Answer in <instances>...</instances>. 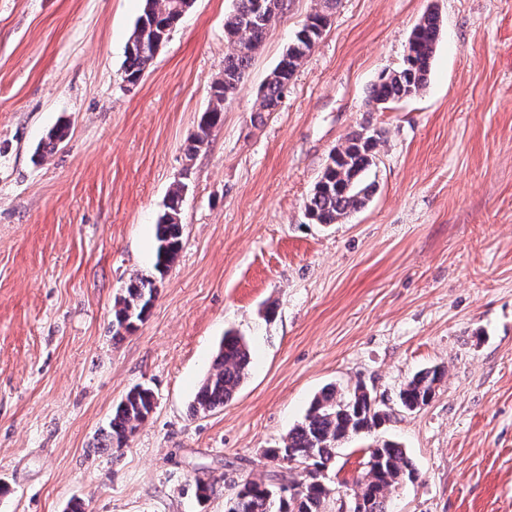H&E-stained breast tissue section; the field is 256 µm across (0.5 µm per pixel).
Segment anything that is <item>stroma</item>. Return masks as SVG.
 Listing matches in <instances>:
<instances>
[{"mask_svg":"<svg viewBox=\"0 0 512 512\" xmlns=\"http://www.w3.org/2000/svg\"><path fill=\"white\" fill-rule=\"evenodd\" d=\"M143 5L0 0V512H63L74 497L88 512H225L234 482L287 476L263 452L315 394L359 383L393 416L340 445L337 489L377 438L416 471L391 512H512V0H338L277 111L259 114L260 87L317 6L288 0L193 155L234 0H194L127 87ZM429 9L441 33L426 89L368 110ZM59 123L68 138L34 162ZM363 125L383 138L374 193L345 222L311 223L305 201ZM176 181L179 258L146 320L113 339L112 304L150 271ZM230 329L251 373L224 408L193 414ZM437 364L433 398L397 406ZM138 384L154 411L124 448L102 450ZM445 375L441 365L423 368L410 377L398 392V401L401 408L413 411L426 405L435 389Z\"/></svg>","mask_w":512,"mask_h":512,"instance_id":"35a3bbf8","label":"stroma"}]
</instances>
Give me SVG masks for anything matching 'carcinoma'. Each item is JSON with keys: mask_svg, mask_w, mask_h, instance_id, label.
I'll use <instances>...</instances> for the list:
<instances>
[{"mask_svg": "<svg viewBox=\"0 0 512 512\" xmlns=\"http://www.w3.org/2000/svg\"><path fill=\"white\" fill-rule=\"evenodd\" d=\"M259 0H236L235 9L224 21L227 32L222 80L211 86V103L200 117L198 132L188 148L196 152L211 130L223 118L224 102L237 91L251 61V53L262 42L267 30L279 21L282 13L278 3L262 11ZM193 0H145L126 49L123 75L136 83L152 65L160 46ZM337 0H320V7L308 15L311 27H303L288 46L270 74L258 97L256 111L277 110L288 83L322 33L315 31L321 22H329ZM441 31L440 17L427 10L414 26L409 39L410 54L403 64L381 74L369 88L368 105L380 102L389 105L419 96L426 88ZM68 135L65 125L51 129L34 152L41 161L54 152ZM381 136L365 127L345 139L330 155L321 177L305 203V211L315 224H338L351 213L363 208L373 193V184L365 174L374 164ZM186 185L172 184L154 228L155 254L153 269L138 274L115 298L112 306V335L120 339L143 322L157 296L156 282L170 270L183 247L181 209ZM252 354L244 337L227 331L219 344L211 370L202 380L192 404L194 414H206L224 407L248 377ZM445 375L441 365L423 368L410 377L398 392L401 408L413 411L426 405ZM156 402L150 388L137 385L117 404L103 435L101 448L121 449L128 437L153 412ZM392 412L373 400L364 385L344 390L332 384L311 400L303 419L282 440L281 446L269 448L265 456L288 465V483L268 484L260 478L246 477L236 485L229 498L227 512H328L330 501L339 492L330 484L328 472L335 464L336 450L341 442L356 436H369L389 421ZM414 477L411 459L399 443L390 440L375 442L360 477L351 488L352 496L361 500L357 512H390L389 495L402 483Z\"/></svg>", "mask_w": 512, "mask_h": 512, "instance_id": "carcinoma-1", "label": "carcinoma"}]
</instances>
